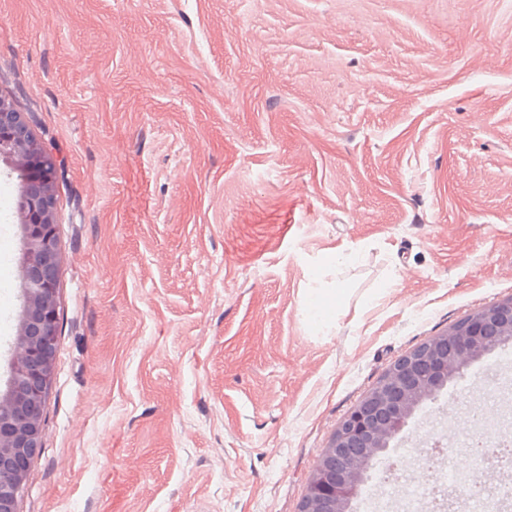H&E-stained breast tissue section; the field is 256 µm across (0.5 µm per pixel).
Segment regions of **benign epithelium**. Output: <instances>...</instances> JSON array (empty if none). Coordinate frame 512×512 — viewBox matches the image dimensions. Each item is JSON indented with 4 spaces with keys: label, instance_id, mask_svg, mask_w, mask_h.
<instances>
[{
    "label": "benign epithelium",
    "instance_id": "1",
    "mask_svg": "<svg viewBox=\"0 0 512 512\" xmlns=\"http://www.w3.org/2000/svg\"><path fill=\"white\" fill-rule=\"evenodd\" d=\"M0 160L17 167L22 238L21 312L5 390L0 392V512H18L28 469L42 451L45 405L59 345V241L55 157L30 118L0 99ZM512 342V296L469 314L396 359L342 420L309 479L301 512H343L372 463L419 405L458 378L464 367Z\"/></svg>",
    "mask_w": 512,
    "mask_h": 512
}]
</instances>
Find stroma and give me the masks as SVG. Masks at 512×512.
Masks as SVG:
<instances>
[{"label":"stroma","mask_w":512,"mask_h":512,"mask_svg":"<svg viewBox=\"0 0 512 512\" xmlns=\"http://www.w3.org/2000/svg\"><path fill=\"white\" fill-rule=\"evenodd\" d=\"M0 98L62 168L20 512H298L389 366L512 295V0H0ZM17 191L0 163V389ZM496 362L416 411L404 480L474 405L496 467Z\"/></svg>","instance_id":"stroma-1"}]
</instances>
